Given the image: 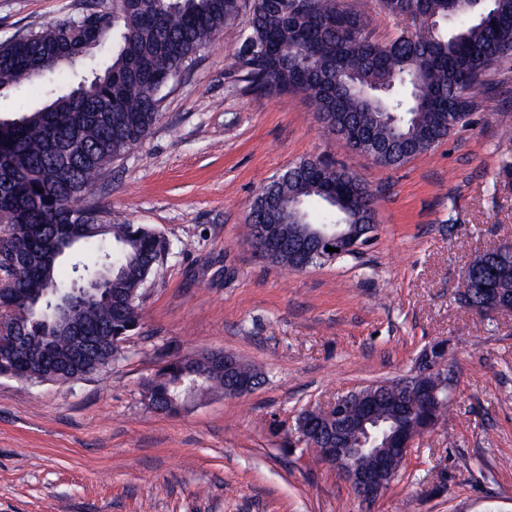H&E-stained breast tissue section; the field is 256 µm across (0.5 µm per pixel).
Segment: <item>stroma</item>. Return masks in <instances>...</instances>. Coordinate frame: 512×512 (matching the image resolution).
<instances>
[{"instance_id": "obj_1", "label": "stroma", "mask_w": 512, "mask_h": 512, "mask_svg": "<svg viewBox=\"0 0 512 512\" xmlns=\"http://www.w3.org/2000/svg\"><path fill=\"white\" fill-rule=\"evenodd\" d=\"M89 2L0 0V40ZM229 45L179 73L142 146L91 189L171 250L117 361L65 384L0 376V512H512V315L493 323L460 300L474 257L512 242V62L467 123L390 169L337 141L304 94L244 91ZM311 158L368 184L376 229L359 254L294 271L246 246L249 206ZM437 341L452 406L363 504L294 444L295 420L410 374ZM206 350L257 365L264 383L176 416L149 408L163 360Z\"/></svg>"}]
</instances>
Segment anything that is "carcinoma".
I'll list each match as a JSON object with an SVG mask.
<instances>
[{
	"label": "carcinoma",
	"instance_id": "cac0c4a2",
	"mask_svg": "<svg viewBox=\"0 0 512 512\" xmlns=\"http://www.w3.org/2000/svg\"><path fill=\"white\" fill-rule=\"evenodd\" d=\"M406 26L379 40L365 12L347 0H100L76 17L0 41V95L39 82L40 106L0 118V352L21 339L0 376L24 383L67 382L88 374L77 362L66 374L44 354L68 348L59 300L74 281L112 274L108 294L74 309L71 318L94 337L100 371L118 353L116 338L137 331L136 301L169 253V241L147 224H117L87 197L112 165L139 148L161 116L164 90L219 37L232 33L229 69L245 91H302L329 131L351 149L379 152L376 163L398 168L432 150L475 107L480 88L512 60V0H482L474 10L453 0H376ZM247 12L245 29L234 24ZM374 206L354 173L304 159L267 184L250 204L251 224L278 225V244L263 259L299 270L308 229L359 224ZM71 241L70 274L58 275L56 242ZM476 287L464 302L479 309L483 289L512 298V273L476 258ZM207 351L163 362L145 384L150 408L166 415L199 395L231 396L224 366ZM370 385L381 434L448 412L440 376ZM438 390L436 414L398 415L421 389Z\"/></svg>",
	"mask_w": 512,
	"mask_h": 512
}]
</instances>
